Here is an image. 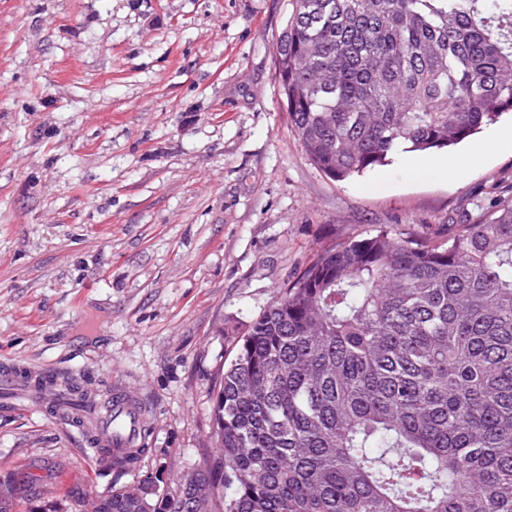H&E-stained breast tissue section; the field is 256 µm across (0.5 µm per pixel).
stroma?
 <instances>
[{"instance_id":"35a3bbf8","label":"stroma","mask_w":512,"mask_h":512,"mask_svg":"<svg viewBox=\"0 0 512 512\" xmlns=\"http://www.w3.org/2000/svg\"><path fill=\"white\" fill-rule=\"evenodd\" d=\"M289 0H0V370L57 369L144 404L138 470L100 464L43 406L0 396V479L16 512L217 456L211 417L233 337L316 251L386 229L446 237L512 197V115L453 149L462 177L403 156L320 171L282 106ZM503 136L492 151L484 140ZM438 165L431 166L426 159L413 158L408 162V171L418 180L426 178L433 168L456 171L457 173L460 171L458 160L452 156L441 158ZM33 483L24 473H14L8 480L0 481V512H12L13 505L22 493L32 495Z\"/></svg>"}]
</instances>
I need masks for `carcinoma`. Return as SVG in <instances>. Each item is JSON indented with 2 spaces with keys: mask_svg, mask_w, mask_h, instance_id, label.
Returning <instances> with one entry per match:
<instances>
[{
  "mask_svg": "<svg viewBox=\"0 0 512 512\" xmlns=\"http://www.w3.org/2000/svg\"><path fill=\"white\" fill-rule=\"evenodd\" d=\"M281 95L338 181L512 112V0H291ZM64 384L55 414L90 407ZM194 472L97 493L99 512H512V200L425 244L323 247L234 339ZM33 483L0 481V512Z\"/></svg>",
  "mask_w": 512,
  "mask_h": 512,
  "instance_id": "cac0c4a2",
  "label": "carcinoma"
}]
</instances>
